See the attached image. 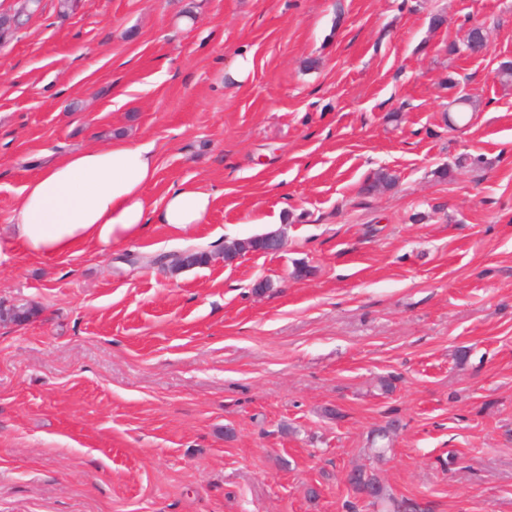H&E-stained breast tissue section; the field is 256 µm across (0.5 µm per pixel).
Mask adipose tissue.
I'll return each instance as SVG.
<instances>
[{"label":"adipose tissue","instance_id":"obj_1","mask_svg":"<svg viewBox=\"0 0 512 512\" xmlns=\"http://www.w3.org/2000/svg\"><path fill=\"white\" fill-rule=\"evenodd\" d=\"M156 173L153 145L121 137L53 159L24 186L10 234L0 238V261L101 250L140 239L154 224L185 229L203 223L214 196L187 181L149 206L145 190Z\"/></svg>","mask_w":512,"mask_h":512}]
</instances>
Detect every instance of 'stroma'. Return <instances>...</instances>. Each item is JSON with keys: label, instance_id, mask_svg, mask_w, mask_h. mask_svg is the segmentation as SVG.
<instances>
[{"label": "stroma", "instance_id": "35a3bbf8", "mask_svg": "<svg viewBox=\"0 0 512 512\" xmlns=\"http://www.w3.org/2000/svg\"><path fill=\"white\" fill-rule=\"evenodd\" d=\"M509 61L512 0H40L0 40V236L43 165L116 136L153 144L149 202H215L0 262V310H33L0 320V512H383L355 467L512 512ZM186 251L209 260L154 262Z\"/></svg>", "mask_w": 512, "mask_h": 512}]
</instances>
